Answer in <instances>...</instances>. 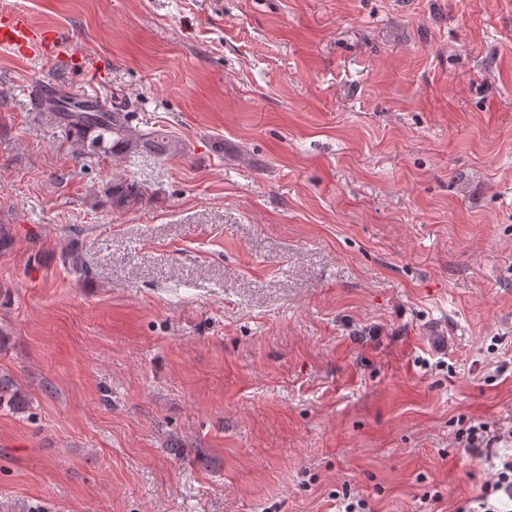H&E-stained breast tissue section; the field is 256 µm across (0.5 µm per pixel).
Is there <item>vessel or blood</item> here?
I'll return each mask as SVG.
<instances>
[{"instance_id": "1", "label": "vessel or blood", "mask_w": 512, "mask_h": 512, "mask_svg": "<svg viewBox=\"0 0 512 512\" xmlns=\"http://www.w3.org/2000/svg\"><path fill=\"white\" fill-rule=\"evenodd\" d=\"M0 48L25 56L61 53L63 37L49 27L33 25L16 10L0 11Z\"/></svg>"}]
</instances>
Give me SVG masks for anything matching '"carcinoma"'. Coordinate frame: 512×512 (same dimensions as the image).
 <instances>
[{
    "instance_id": "1",
    "label": "carcinoma",
    "mask_w": 512,
    "mask_h": 512,
    "mask_svg": "<svg viewBox=\"0 0 512 512\" xmlns=\"http://www.w3.org/2000/svg\"><path fill=\"white\" fill-rule=\"evenodd\" d=\"M34 111L64 127L66 138L87 159L112 154L132 162L143 153L164 156L181 151L180 141L171 134L133 128L129 113L120 104L106 110L95 100L39 89L34 93ZM144 193V186L134 180L112 185V197L126 208L140 204ZM24 402L25 395L13 379L1 374L0 408L20 409Z\"/></svg>"
}]
</instances>
